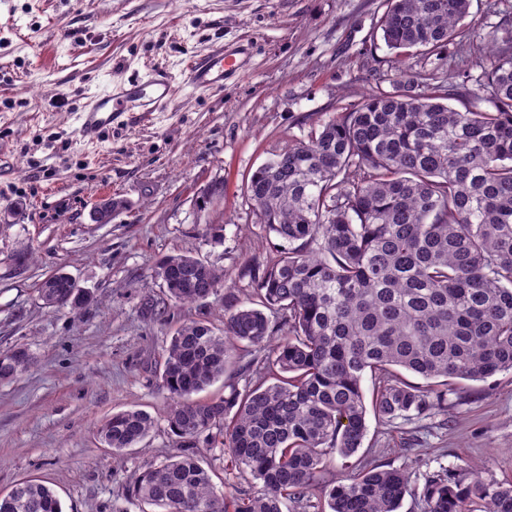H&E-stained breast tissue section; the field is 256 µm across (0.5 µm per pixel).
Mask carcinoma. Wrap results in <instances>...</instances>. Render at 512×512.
<instances>
[{"instance_id":"obj_1","label":"carcinoma","mask_w":512,"mask_h":512,"mask_svg":"<svg viewBox=\"0 0 512 512\" xmlns=\"http://www.w3.org/2000/svg\"><path fill=\"white\" fill-rule=\"evenodd\" d=\"M471 0H387L383 39L404 92H373L257 168L247 185L262 229L280 244L250 266L252 305L224 303V329L202 321L172 336L160 375L169 431L183 453L140 470L131 499L159 512H512V481L444 469L422 488L401 470L359 463L333 483L326 459L361 448L367 408L385 424L444 407L455 379L512 370V39L477 88L417 71L421 55L447 59L470 34ZM489 110L460 111L461 96ZM178 303L215 294L224 271L191 255L161 259L155 274ZM48 308L82 310L91 296L64 272ZM23 345L0 350V382L27 371ZM231 363L259 365L261 380L195 400ZM425 380L407 381L402 372ZM374 381L371 406L361 387ZM155 420L115 413L105 445L141 444ZM216 450L251 490L228 500L192 449ZM0 512H63L55 490L24 481Z\"/></svg>"}]
</instances>
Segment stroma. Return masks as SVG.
I'll return each instance as SVG.
<instances>
[{
	"mask_svg": "<svg viewBox=\"0 0 512 512\" xmlns=\"http://www.w3.org/2000/svg\"><path fill=\"white\" fill-rule=\"evenodd\" d=\"M385 0H0V349L33 365L0 383V496L25 480L58 493L64 512H142L133 475L178 455L160 383L176 330L222 328L224 301L245 297L246 268L266 262L251 207V174L319 122L346 112L399 74L378 21ZM465 59L449 83L475 87L494 55L485 35L512 32V0H472ZM249 43L251 63L217 90L184 82L219 45ZM169 71L180 80L160 111L131 115L94 141L77 113L110 84ZM122 206L107 224L93 208ZM186 254L223 270L206 301H170L154 276ZM69 274L92 302L45 307L37 293ZM138 409L156 426L113 454L97 430ZM357 459L406 471L413 485L444 469L512 479V372L458 381L446 410L386 425L366 416Z\"/></svg>",
	"mask_w": 512,
	"mask_h": 512,
	"instance_id": "stroma-1",
	"label": "stroma"
}]
</instances>
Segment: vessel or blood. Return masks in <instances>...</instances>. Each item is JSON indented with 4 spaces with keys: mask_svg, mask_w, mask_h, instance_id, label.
Segmentation results:
<instances>
[{
    "mask_svg": "<svg viewBox=\"0 0 512 512\" xmlns=\"http://www.w3.org/2000/svg\"><path fill=\"white\" fill-rule=\"evenodd\" d=\"M249 59L248 44L219 47L204 59L190 63L187 82L196 89L223 87L245 73ZM176 91L172 76L162 70L114 84L85 102L78 115L79 132L84 139L94 140L124 114L158 111Z\"/></svg>",
    "mask_w": 512,
    "mask_h": 512,
    "instance_id": "vessel-or-blood-1",
    "label": "vessel or blood"
}]
</instances>
